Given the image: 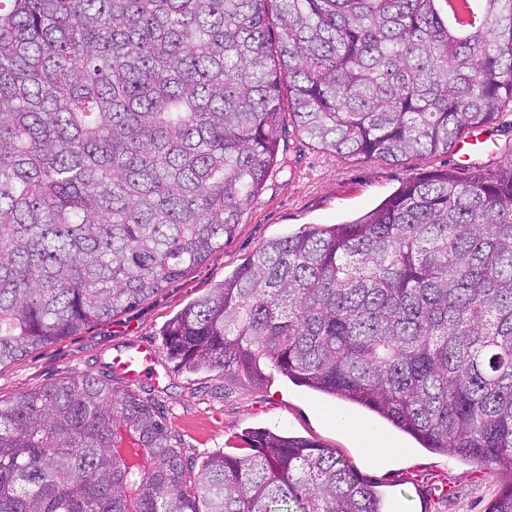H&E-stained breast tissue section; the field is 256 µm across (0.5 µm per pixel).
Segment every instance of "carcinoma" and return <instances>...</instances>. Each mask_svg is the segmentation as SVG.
I'll list each match as a JSON object with an SVG mask.
<instances>
[{
  "instance_id": "1",
  "label": "carcinoma",
  "mask_w": 512,
  "mask_h": 512,
  "mask_svg": "<svg viewBox=\"0 0 512 512\" xmlns=\"http://www.w3.org/2000/svg\"><path fill=\"white\" fill-rule=\"evenodd\" d=\"M0 0V367L138 306L232 237L283 92L337 155L446 151L512 106V0ZM501 475L512 512V154L271 239L162 330ZM195 464L112 373L0 399V512H384L334 448L266 430ZM459 3H462L465 6V4H469L470 2L458 1L452 3L448 0H438L436 2V7L444 17L447 15L448 23L450 25H452L459 33H464V24H466L467 20L469 19V12L467 9H465V7L464 10H460L457 7V4Z\"/></svg>"
}]
</instances>
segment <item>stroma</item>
<instances>
[{"label":"stroma","instance_id":"1","mask_svg":"<svg viewBox=\"0 0 512 512\" xmlns=\"http://www.w3.org/2000/svg\"><path fill=\"white\" fill-rule=\"evenodd\" d=\"M280 169L245 211L235 235L206 261L139 306L82 333L0 367V398L12 399L56 381L98 374L113 358L148 346L146 378L112 384L152 401L186 457L244 447L245 433L266 429L336 449L388 501L387 512H486L501 488L493 471L453 452L420 447L379 417L343 400L293 385L271 370L263 385L220 370L189 374L170 361L161 331L183 307L223 281L267 240L309 224H341L377 207L406 180L454 170L455 152L417 154L398 163L340 157L301 135L283 112ZM449 494H442V487Z\"/></svg>","mask_w":512,"mask_h":512}]
</instances>
